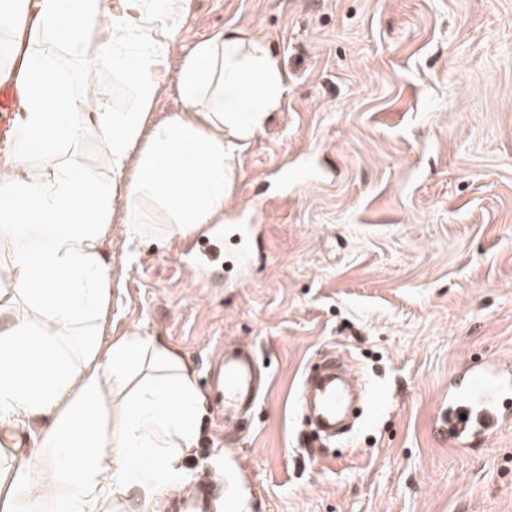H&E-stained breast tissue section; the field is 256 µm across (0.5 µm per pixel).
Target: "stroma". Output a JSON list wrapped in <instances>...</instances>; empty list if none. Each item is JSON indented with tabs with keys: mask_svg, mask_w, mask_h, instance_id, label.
Instances as JSON below:
<instances>
[{
	"mask_svg": "<svg viewBox=\"0 0 512 512\" xmlns=\"http://www.w3.org/2000/svg\"><path fill=\"white\" fill-rule=\"evenodd\" d=\"M265 40L288 78L236 161L224 212L254 223L265 257L198 282L183 242L130 244L113 213L102 334L179 350L204 411L187 488L231 512H512V423L458 449L433 429L468 355L512 358V0H194L151 122L181 101L176 74L224 26ZM58 78L110 111L138 87L90 56L46 49ZM254 346L265 380L251 423L218 424L209 369L220 343ZM347 359L382 402L349 441L311 444L303 372Z\"/></svg>",
	"mask_w": 512,
	"mask_h": 512,
	"instance_id": "35a3bbf8",
	"label": "stroma"
}]
</instances>
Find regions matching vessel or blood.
<instances>
[{"mask_svg": "<svg viewBox=\"0 0 512 512\" xmlns=\"http://www.w3.org/2000/svg\"><path fill=\"white\" fill-rule=\"evenodd\" d=\"M17 90L0 84V149L12 146L17 127L13 109ZM255 353L252 347H221L220 359L211 373V389L224 411V425L234 428L238 418L258 402L254 389ZM300 409L313 416L318 429L331 435L349 432L353 405L345 359L323 357L305 374L297 396ZM512 421V361L471 358L461 376L448 384V400L440 408L436 425L450 445L470 448L487 442ZM214 494L197 488L174 500L173 512H213Z\"/></svg>", "mask_w": 512, "mask_h": 512, "instance_id": "b4317fda", "label": "vessel or blood"}]
</instances>
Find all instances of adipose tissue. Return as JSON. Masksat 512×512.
I'll list each match as a JSON object with an SVG mask.
<instances>
[{
  "label": "adipose tissue",
  "mask_w": 512,
  "mask_h": 512,
  "mask_svg": "<svg viewBox=\"0 0 512 512\" xmlns=\"http://www.w3.org/2000/svg\"><path fill=\"white\" fill-rule=\"evenodd\" d=\"M193 0H0V34L30 24L36 40L92 51L129 75L131 112L71 95L32 52L20 75V136L0 154V430L35 425L27 458L0 464V512H120L184 490L202 398L182 355L139 333L104 341L112 296L102 240L123 205L143 238L151 193L184 239L224 221L237 152L279 111L288 79L263 42L227 28L197 43L177 74L182 108L149 125L157 78L181 43ZM97 140L98 176L65 149Z\"/></svg>",
  "instance_id": "1"
}]
</instances>
